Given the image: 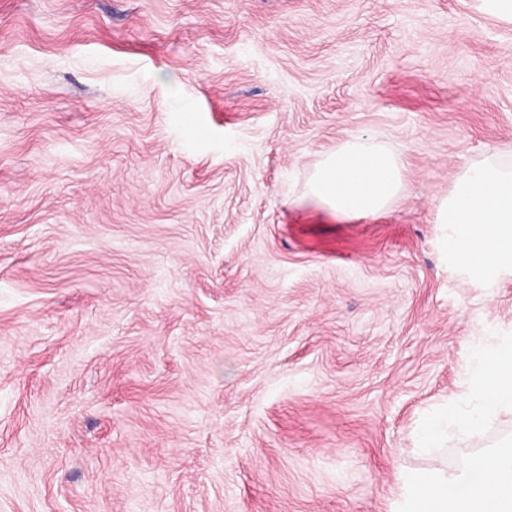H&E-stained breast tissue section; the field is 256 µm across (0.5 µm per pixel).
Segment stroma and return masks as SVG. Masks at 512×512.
<instances>
[{
  "mask_svg": "<svg viewBox=\"0 0 512 512\" xmlns=\"http://www.w3.org/2000/svg\"><path fill=\"white\" fill-rule=\"evenodd\" d=\"M378 217L300 205L353 135ZM512 151V24L473 0H0V512H395L512 277L437 201Z\"/></svg>",
  "mask_w": 512,
  "mask_h": 512,
  "instance_id": "obj_1",
  "label": "stroma"
}]
</instances>
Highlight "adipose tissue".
I'll list each match as a JSON object with an SVG mask.
<instances>
[{"label":"adipose tissue","instance_id":"obj_1","mask_svg":"<svg viewBox=\"0 0 512 512\" xmlns=\"http://www.w3.org/2000/svg\"><path fill=\"white\" fill-rule=\"evenodd\" d=\"M404 186L403 165L385 143L351 137L316 164L304 202L346 220L385 212ZM448 227V252L471 274L512 275V160L485 158L457 175L436 205ZM481 348L468 397L471 408L454 416L460 434L499 413L512 412V337ZM397 512H512V446L471 455L449 474L415 471L404 478Z\"/></svg>","mask_w":512,"mask_h":512}]
</instances>
